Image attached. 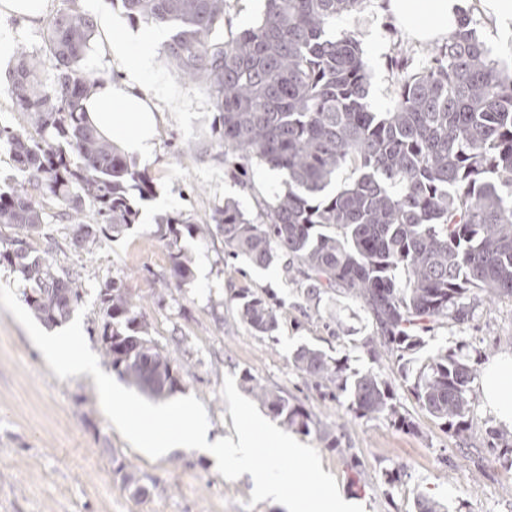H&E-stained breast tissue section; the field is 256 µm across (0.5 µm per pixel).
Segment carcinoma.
Listing matches in <instances>:
<instances>
[{
    "mask_svg": "<svg viewBox=\"0 0 512 512\" xmlns=\"http://www.w3.org/2000/svg\"><path fill=\"white\" fill-rule=\"evenodd\" d=\"M44 39L55 75L43 85L40 60L18 51L10 95L38 137L0 125L19 180L0 191V264L29 284L25 303L48 325L67 321L82 299L79 274L52 261L55 242L31 241L45 224L39 198L64 206L68 235L92 251L138 222L136 200L153 196L152 180L136 170L112 141L91 126L83 101L99 78L80 62L94 35L92 16L67 0ZM228 0H112L136 25L169 32L168 64L189 85L204 87L217 112L224 156L255 160L288 177V190L256 224L235 203L217 208L204 224L174 227L163 217L178 285L193 278V260L177 248L181 231L220 238L224 253L266 268L281 256L298 263L309 294L341 289L360 302L374 335L363 343L404 354L424 346L421 333L441 319L463 323L464 300L512 297V66L495 58L477 22L461 28L410 72L409 56L391 59L397 80L389 112L369 109L368 75L351 32L336 19L366 0H265L258 23L226 38ZM350 181L337 185L340 172ZM95 206L96 221L83 206ZM242 320L271 336L279 317L265 298L238 295ZM103 355L120 378L154 396L180 387L170 354L149 336L140 299L118 282L101 289ZM302 345L293 367L361 418L399 417L391 383L373 369L350 368ZM420 407L464 441L474 430L470 384L477 370L459 351L439 349L416 369L400 368ZM244 388L280 424L304 436L317 431L312 414L251 374ZM490 448L512 456V431L491 429Z\"/></svg>",
    "mask_w": 512,
    "mask_h": 512,
    "instance_id": "cac0c4a2",
    "label": "carcinoma"
}]
</instances>
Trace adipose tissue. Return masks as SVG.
I'll use <instances>...</instances> for the list:
<instances>
[{"label": "adipose tissue", "instance_id": "adipose-tissue-1", "mask_svg": "<svg viewBox=\"0 0 512 512\" xmlns=\"http://www.w3.org/2000/svg\"><path fill=\"white\" fill-rule=\"evenodd\" d=\"M470 0H387L393 20L416 39H443L462 24ZM96 25L103 50L123 68L121 83L97 82L84 102L89 121L119 148L149 158L157 135L156 109L137 88L151 61V50L164 39L158 30H133L109 10H99ZM486 407L500 423L512 427V357L489 363L481 378Z\"/></svg>", "mask_w": 512, "mask_h": 512}]
</instances>
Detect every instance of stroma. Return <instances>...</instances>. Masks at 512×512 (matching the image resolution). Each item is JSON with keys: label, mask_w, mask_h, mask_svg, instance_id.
Listing matches in <instances>:
<instances>
[{"label": "stroma", "mask_w": 512, "mask_h": 512, "mask_svg": "<svg viewBox=\"0 0 512 512\" xmlns=\"http://www.w3.org/2000/svg\"><path fill=\"white\" fill-rule=\"evenodd\" d=\"M15 47L44 60L52 78L41 21L22 25L6 18ZM384 0H366L360 13L337 19V31L354 32L370 75L372 111H390L394 77L390 61L407 50L421 64L435 42L393 32ZM142 90L160 112L152 159L132 157L137 170L151 176L154 196L139 202L137 224L116 238L102 240L89 253L76 252L53 199L43 202L45 230L58 243L56 265L77 268L83 280L82 320L93 352L100 341V291L116 280L141 297V319L148 333L180 368L178 396H196L206 408L214 435L235 433L221 395L226 375L249 373L261 383L296 397L319 424L305 437L343 494L365 512H417L418 496L447 505L449 512H512V463L489 455V428L498 421L480 389L472 391L476 423L467 443L423 411L398 373L396 355L370 357L362 344L373 333L360 304L338 291L310 301L284 262L258 269L225 256L221 239L185 235L179 245L194 262L190 284L161 287L170 266V249L157 231L159 218L188 224L209 219L224 201L238 202L246 216L262 220L275 195L285 191L281 171L254 163L240 171L224 156L212 131L215 112L207 93L185 85L154 55ZM269 299L279 316L271 336L255 334L239 315L238 293ZM415 356L423 361L438 349L462 350L477 368L512 356V298L474 303L467 324L443 320L424 335ZM308 345L339 358L351 352L355 368H373L391 382L399 419L355 416L329 389L302 377L291 362L298 346ZM401 483L389 484L393 469ZM249 475L229 481L210 460L177 449L153 460L135 450L104 415L92 375L59 379L42 352L11 312L0 306V512H283L266 501L252 503Z\"/></svg>", "instance_id": "obj_1"}]
</instances>
